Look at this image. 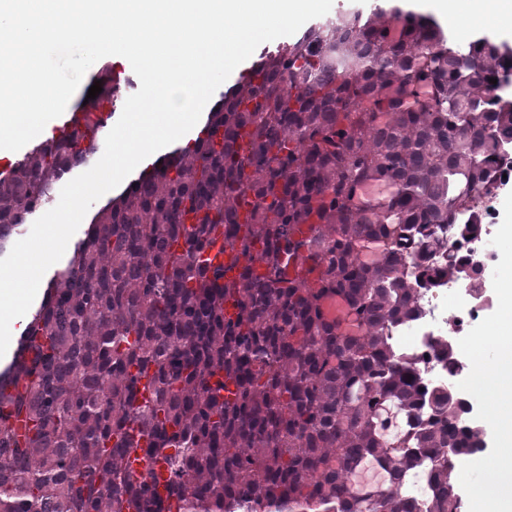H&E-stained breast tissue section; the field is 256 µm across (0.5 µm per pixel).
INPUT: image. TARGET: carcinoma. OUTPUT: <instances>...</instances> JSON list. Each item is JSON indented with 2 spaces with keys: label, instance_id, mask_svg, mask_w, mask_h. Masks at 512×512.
Instances as JSON below:
<instances>
[{
  "label": "carcinoma",
  "instance_id": "carcinoma-1",
  "mask_svg": "<svg viewBox=\"0 0 512 512\" xmlns=\"http://www.w3.org/2000/svg\"><path fill=\"white\" fill-rule=\"evenodd\" d=\"M507 59L381 4L262 55L47 279L0 370V512H416L403 484L423 465L428 512L456 507L480 433L394 336L465 269L448 225L501 185ZM100 80L114 113L130 84ZM104 133L74 112L0 170V255ZM365 183L391 192L354 198ZM219 241L233 278L203 258ZM299 258L315 278L290 275ZM137 450L165 494L134 474ZM367 460L388 483L351 488Z\"/></svg>",
  "mask_w": 512,
  "mask_h": 512
}]
</instances>
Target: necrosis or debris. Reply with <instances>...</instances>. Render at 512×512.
Segmentation results:
<instances>
[{
    "instance_id": "1",
    "label": "necrosis or debris",
    "mask_w": 512,
    "mask_h": 512,
    "mask_svg": "<svg viewBox=\"0 0 512 512\" xmlns=\"http://www.w3.org/2000/svg\"><path fill=\"white\" fill-rule=\"evenodd\" d=\"M497 204L496 197L482 198L473 229L448 234V245L458 259L468 264L482 259L483 269L474 272L467 285L452 280L446 287L424 290L422 319L399 332V346L405 349L407 358L425 383H454L463 375L458 364L442 359L440 344L456 330L477 325L488 307L487 300L476 297L475 292L486 284V267L499 260L498 253L486 248V238L497 215Z\"/></svg>"
}]
</instances>
